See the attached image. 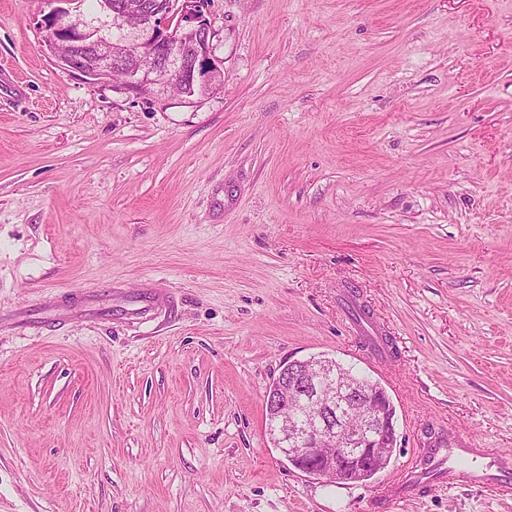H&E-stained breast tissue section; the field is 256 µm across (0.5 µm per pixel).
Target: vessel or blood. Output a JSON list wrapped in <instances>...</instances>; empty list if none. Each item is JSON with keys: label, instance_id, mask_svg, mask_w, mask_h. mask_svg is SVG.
<instances>
[{"label": "vessel or blood", "instance_id": "1", "mask_svg": "<svg viewBox=\"0 0 512 512\" xmlns=\"http://www.w3.org/2000/svg\"><path fill=\"white\" fill-rule=\"evenodd\" d=\"M421 458L420 465L393 481L391 492L428 480L451 485L463 478L482 485L512 484L511 454L488 455L485 449L473 447L459 436L450 437L446 446L422 451Z\"/></svg>", "mask_w": 512, "mask_h": 512}]
</instances>
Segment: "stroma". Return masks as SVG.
<instances>
[{
  "label": "stroma",
  "instance_id": "1",
  "mask_svg": "<svg viewBox=\"0 0 512 512\" xmlns=\"http://www.w3.org/2000/svg\"><path fill=\"white\" fill-rule=\"evenodd\" d=\"M47 10L0 0V512H512L382 498L425 431L512 451V0H209L191 96L60 68ZM319 354L396 408L367 481L269 440Z\"/></svg>",
  "mask_w": 512,
  "mask_h": 512
}]
</instances>
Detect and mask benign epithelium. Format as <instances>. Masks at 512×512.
Returning <instances> with one entry per match:
<instances>
[{
    "label": "benign epithelium",
    "mask_w": 512,
    "mask_h": 512,
    "mask_svg": "<svg viewBox=\"0 0 512 512\" xmlns=\"http://www.w3.org/2000/svg\"><path fill=\"white\" fill-rule=\"evenodd\" d=\"M83 0H47L42 15L45 46L61 68L81 78L105 82L122 68L124 88L146 93L179 84L190 95L195 85L224 81L211 58L208 0H98L94 15L73 12ZM339 372L328 357L294 360L265 395L266 414L276 422L274 448L310 476L341 482L353 472L378 473L389 461L383 449L394 446L395 413L385 389L375 380H346L326 395L321 379ZM307 407L308 422L288 428V407Z\"/></svg>",
    "instance_id": "7a95c632"
}]
</instances>
